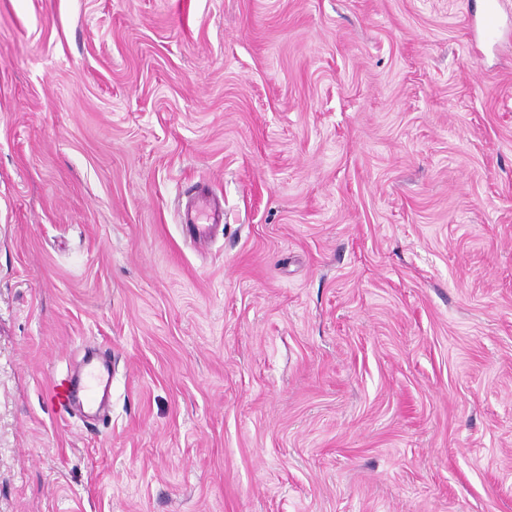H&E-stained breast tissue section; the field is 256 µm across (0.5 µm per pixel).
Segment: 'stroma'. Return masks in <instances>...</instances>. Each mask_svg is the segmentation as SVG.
Listing matches in <instances>:
<instances>
[{
	"mask_svg": "<svg viewBox=\"0 0 512 512\" xmlns=\"http://www.w3.org/2000/svg\"><path fill=\"white\" fill-rule=\"evenodd\" d=\"M481 9L0 0V512H512ZM92 353L105 409L65 413Z\"/></svg>",
	"mask_w": 512,
	"mask_h": 512,
	"instance_id": "1",
	"label": "stroma"
}]
</instances>
